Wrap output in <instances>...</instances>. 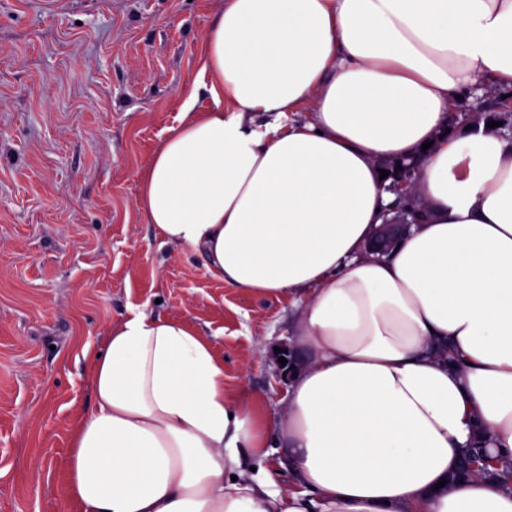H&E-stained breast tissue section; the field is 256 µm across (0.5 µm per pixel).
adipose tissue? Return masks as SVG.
Segmentation results:
<instances>
[{"label":"adipose tissue","mask_w":512,"mask_h":512,"mask_svg":"<svg viewBox=\"0 0 512 512\" xmlns=\"http://www.w3.org/2000/svg\"><path fill=\"white\" fill-rule=\"evenodd\" d=\"M196 82L213 104L183 100L137 208L214 280L301 296L286 397L258 415L206 338L133 314L93 360L70 512H512V136L448 129L512 89V0H223ZM384 160L422 218L373 255ZM475 448L498 474L459 478Z\"/></svg>","instance_id":"obj_1"}]
</instances>
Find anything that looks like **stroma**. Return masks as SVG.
Wrapping results in <instances>:
<instances>
[{
	"instance_id": "stroma-1",
	"label": "stroma",
	"mask_w": 512,
	"mask_h": 512,
	"mask_svg": "<svg viewBox=\"0 0 512 512\" xmlns=\"http://www.w3.org/2000/svg\"><path fill=\"white\" fill-rule=\"evenodd\" d=\"M220 0H0V512H63L93 356L141 311L190 326L224 388L275 410L291 297L213 280L136 207L137 173L183 117ZM498 92L451 112L505 117Z\"/></svg>"
}]
</instances>
